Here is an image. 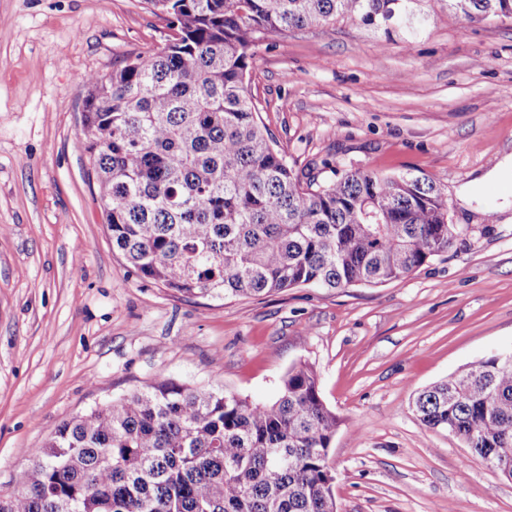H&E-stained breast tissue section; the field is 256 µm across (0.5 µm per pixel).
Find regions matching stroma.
I'll return each instance as SVG.
<instances>
[{
    "mask_svg": "<svg viewBox=\"0 0 512 512\" xmlns=\"http://www.w3.org/2000/svg\"><path fill=\"white\" fill-rule=\"evenodd\" d=\"M344 18L267 40L246 77L296 168L420 171L469 231L410 276L184 299L112 249L86 174V78L163 48L145 0H0V493L50 429L159 376L273 400L307 361L341 424L337 512H512V481L414 415L413 394L512 349V18Z\"/></svg>",
    "mask_w": 512,
    "mask_h": 512,
    "instance_id": "1",
    "label": "stroma"
}]
</instances>
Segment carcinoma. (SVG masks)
I'll return each instance as SVG.
<instances>
[{"instance_id":"obj_1","label":"carcinoma","mask_w":512,"mask_h":512,"mask_svg":"<svg viewBox=\"0 0 512 512\" xmlns=\"http://www.w3.org/2000/svg\"><path fill=\"white\" fill-rule=\"evenodd\" d=\"M172 39L86 84L82 133L112 249L185 298L403 279L453 247L430 177L295 170L259 125L245 75L263 40L347 16L413 20L418 0H144ZM469 21L512 0H448ZM412 411L512 474V363L495 356L416 393ZM340 418L300 362L276 399L159 377L52 430L0 512H336Z\"/></svg>"}]
</instances>
